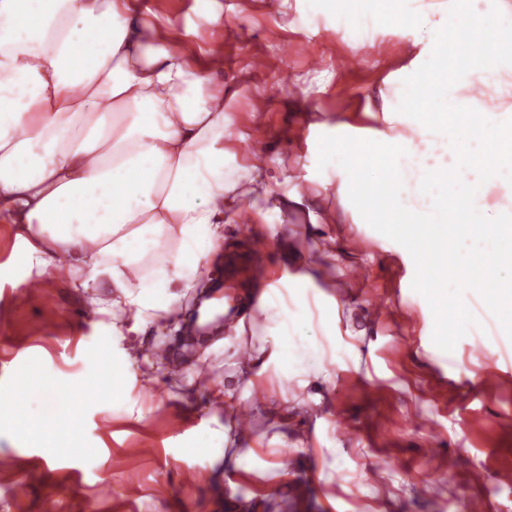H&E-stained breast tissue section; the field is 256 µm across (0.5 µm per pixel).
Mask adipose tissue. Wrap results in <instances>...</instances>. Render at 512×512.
Wrapping results in <instances>:
<instances>
[{
  "label": "adipose tissue",
  "mask_w": 512,
  "mask_h": 512,
  "mask_svg": "<svg viewBox=\"0 0 512 512\" xmlns=\"http://www.w3.org/2000/svg\"><path fill=\"white\" fill-rule=\"evenodd\" d=\"M442 7V31L414 41L404 80L380 91L397 128L370 130L367 148L350 127L336 137L328 158L347 165L357 190L397 177L396 160L423 144L463 168V131L427 122L423 104L482 110L489 124L512 125V51L486 56L460 42L469 21L462 0ZM179 45L144 18L138 0H0V216L43 267L83 288H111L109 306L127 314L116 336L164 320L171 288H199L235 217L285 216L310 202L298 190L278 194L292 176L273 160L232 173L216 63L195 65ZM446 54L465 74L438 83L432 63ZM172 266L181 270L175 281ZM257 309L273 326L251 358L257 376L319 372L326 354L300 329L314 318L333 339L341 317L315 270L266 288Z\"/></svg>",
  "instance_id": "1"
}]
</instances>
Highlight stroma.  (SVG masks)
<instances>
[{
  "mask_svg": "<svg viewBox=\"0 0 512 512\" xmlns=\"http://www.w3.org/2000/svg\"><path fill=\"white\" fill-rule=\"evenodd\" d=\"M143 2L149 20L187 30L189 54L220 45L224 67L212 78L224 86L238 164L249 162V143L264 140L296 178L326 185L318 212L341 215L317 228L300 212L236 225L213 281L233 284L243 301L253 269L276 281L318 268L319 287L338 296L356 334L337 337L345 354L325 363L327 379L302 387L270 373L254 387L241 351L261 346L271 325L250 321L242 335L220 330L187 347L180 327L193 311L189 292L164 328L118 340L111 310L88 311L83 289L23 257L13 226L0 220V512H228L208 479L223 463L206 467L197 452L228 423L224 407L193 384L201 372L217 383L234 376L263 406L287 399L295 416L284 425L254 411L259 465L238 468L235 501L263 499L264 512H467L479 500L484 512H512V355L488 324L471 328L452 354L434 344L431 308L410 286L411 256L352 223L362 207L347 193L349 173L325 161L337 125L382 126L368 98L400 75L412 40L425 39L442 14L391 34L374 23L340 27L336 0H288L273 12L267 0H214L208 13L197 0ZM162 344L179 354L182 373L169 376L166 360L154 358ZM150 359L153 390L139 382ZM500 371L507 377L498 384ZM43 383L84 387L67 422L45 405L22 406L26 388ZM281 435L284 461L264 449ZM283 462L301 485L265 496Z\"/></svg>",
  "mask_w": 512,
  "mask_h": 512,
  "instance_id": "35a3bbf8",
  "label": "stroma"
}]
</instances>
